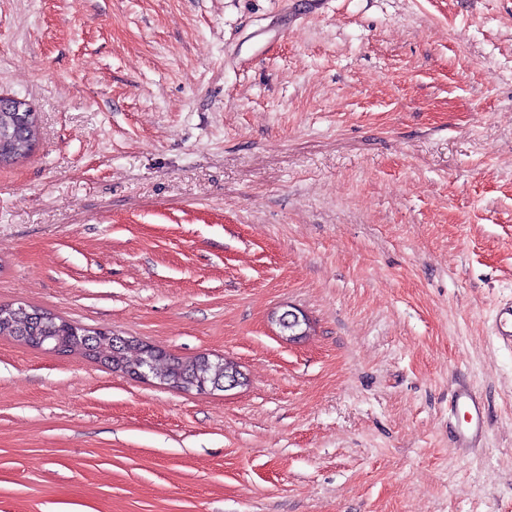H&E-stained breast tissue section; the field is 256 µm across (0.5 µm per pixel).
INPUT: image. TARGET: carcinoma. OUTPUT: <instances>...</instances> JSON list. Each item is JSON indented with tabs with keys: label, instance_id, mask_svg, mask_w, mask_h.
Returning <instances> with one entry per match:
<instances>
[{
	"label": "carcinoma",
	"instance_id": "carcinoma-1",
	"mask_svg": "<svg viewBox=\"0 0 512 512\" xmlns=\"http://www.w3.org/2000/svg\"><path fill=\"white\" fill-rule=\"evenodd\" d=\"M35 120L36 116L26 112H0L3 164H13L30 154L36 141ZM0 310L4 311L0 315V336H11L43 350L63 346L110 369L145 365L158 378L198 394L217 390L216 384L224 381L225 370L233 366L205 354L182 359L167 352L151 355L135 346L118 347L112 343L110 331L88 328L34 306L0 304Z\"/></svg>",
	"mask_w": 512,
	"mask_h": 512
}]
</instances>
